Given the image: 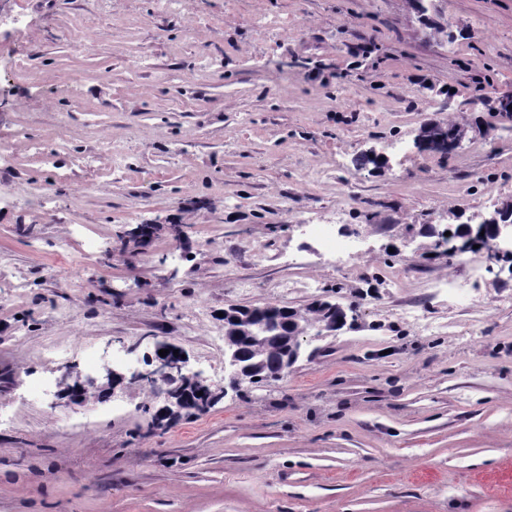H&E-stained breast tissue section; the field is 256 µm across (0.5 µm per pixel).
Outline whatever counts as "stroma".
<instances>
[{"label":"stroma","instance_id":"obj_1","mask_svg":"<svg viewBox=\"0 0 512 512\" xmlns=\"http://www.w3.org/2000/svg\"><path fill=\"white\" fill-rule=\"evenodd\" d=\"M426 5L0 0V512H512V259L422 233L512 204V0ZM316 300L353 320L224 391V309ZM157 341L206 413L152 426ZM419 132L424 139L443 138L453 142V150L460 145L466 136V129L464 127L450 122L426 124L421 127ZM423 146L428 150L442 151L447 145L442 139H434L426 141ZM304 231L311 234L326 249L334 251L337 255H344L352 252L355 244L352 240H341L336 238V228L334 224H314L309 222L304 224ZM168 349L165 357L159 355V350ZM173 350H178V356H174ZM182 352L175 345L168 342H157L154 345V356L151 357L149 365L152 369L145 372H137L131 376L134 382H166L165 390L170 394L177 395L187 384H197L205 387L207 385L198 374L186 371V359L182 358Z\"/></svg>","mask_w":512,"mask_h":512}]
</instances>
